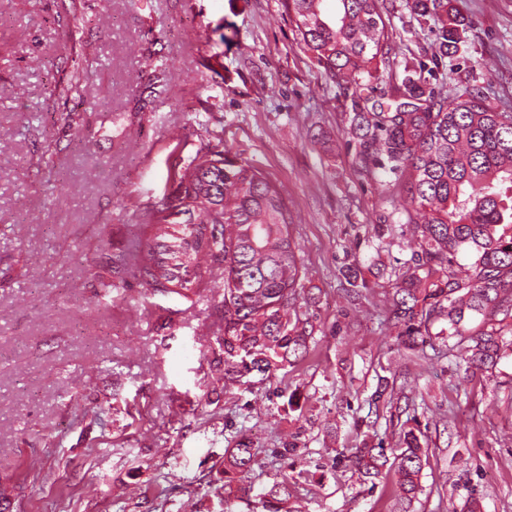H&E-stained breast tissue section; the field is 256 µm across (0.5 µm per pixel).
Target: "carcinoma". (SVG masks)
Listing matches in <instances>:
<instances>
[{"label":"carcinoma","mask_w":512,"mask_h":512,"mask_svg":"<svg viewBox=\"0 0 512 512\" xmlns=\"http://www.w3.org/2000/svg\"><path fill=\"white\" fill-rule=\"evenodd\" d=\"M300 43L337 84H351L384 55L385 24L379 0H285ZM444 0H414V10L438 24L439 56L459 51L456 16ZM407 101L393 112H356L351 127L364 165L386 162L407 176L411 202L422 221H410L400 236L416 243L396 275L392 315L409 354L428 358L454 339L467 342L455 365L468 382L496 368L512 340L503 322L512 317V113L497 112L479 90L450 102L409 78ZM174 190L157 202L145 240L120 262L135 266L153 295L184 299L200 291L206 265L224 270V385L253 374L264 381L310 353L315 326L296 309L304 289L291 218L281 190L262 171L228 150L199 148L169 167ZM472 256L471 273L453 270L456 256ZM480 320L479 328H469ZM399 392L378 378L369 407L393 408ZM401 452L363 444L349 465L374 480L394 470L401 499L411 502L421 487L428 449L416 429L400 432ZM253 443L241 438L224 453V481L254 463ZM288 488L275 483L266 512H284Z\"/></svg>","instance_id":"cac0c4a2"}]
</instances>
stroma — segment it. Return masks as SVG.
I'll list each match as a JSON object with an SVG mask.
<instances>
[{
  "label": "stroma",
  "instance_id": "stroma-1",
  "mask_svg": "<svg viewBox=\"0 0 512 512\" xmlns=\"http://www.w3.org/2000/svg\"><path fill=\"white\" fill-rule=\"evenodd\" d=\"M462 45L383 0L376 77L338 85L282 0H0V495L9 512H250L287 481L291 512H512V353L458 391L447 358H409L386 316L405 241L379 236L415 206L401 175L361 165L356 112L403 102L420 74L442 96L480 89L512 112V0H450ZM80 55L78 90L60 96ZM282 191L316 344L252 387L225 385L223 277L182 299L132 269L100 298L96 267L127 252L172 192L168 167L207 142ZM358 267L367 287L347 292ZM407 385L398 417L371 413L378 377ZM430 447L404 506L394 475L341 464L362 442ZM252 469L224 486L240 437ZM297 442L295 454L284 450Z\"/></svg>",
  "mask_w": 512,
  "mask_h": 512
}]
</instances>
